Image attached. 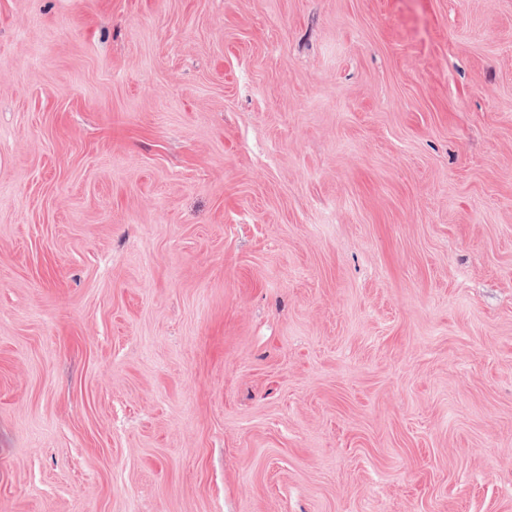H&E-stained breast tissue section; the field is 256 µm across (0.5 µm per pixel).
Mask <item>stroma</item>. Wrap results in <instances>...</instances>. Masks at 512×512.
Masks as SVG:
<instances>
[{"label":"stroma","instance_id":"obj_1","mask_svg":"<svg viewBox=\"0 0 512 512\" xmlns=\"http://www.w3.org/2000/svg\"><path fill=\"white\" fill-rule=\"evenodd\" d=\"M0 512H512V0H0Z\"/></svg>","mask_w":512,"mask_h":512}]
</instances>
